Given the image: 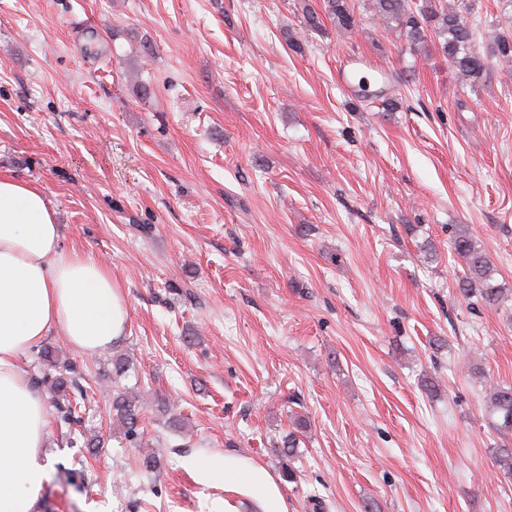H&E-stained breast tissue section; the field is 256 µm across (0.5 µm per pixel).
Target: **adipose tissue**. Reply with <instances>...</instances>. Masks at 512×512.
I'll list each match as a JSON object with an SVG mask.
<instances>
[{"instance_id":"ef3b65f1","label":"adipose tissue","mask_w":512,"mask_h":512,"mask_svg":"<svg viewBox=\"0 0 512 512\" xmlns=\"http://www.w3.org/2000/svg\"><path fill=\"white\" fill-rule=\"evenodd\" d=\"M60 240L43 190L0 174V512H38L51 461L47 409L22 354L54 332L96 354L128 327L111 269ZM184 466L223 485L208 512H290L282 479L244 453H196Z\"/></svg>"}]
</instances>
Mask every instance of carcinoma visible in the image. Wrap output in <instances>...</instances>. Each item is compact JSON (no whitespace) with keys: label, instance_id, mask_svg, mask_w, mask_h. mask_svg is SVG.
Instances as JSON below:
<instances>
[{"label":"carcinoma","instance_id":"carcinoma-1","mask_svg":"<svg viewBox=\"0 0 512 512\" xmlns=\"http://www.w3.org/2000/svg\"><path fill=\"white\" fill-rule=\"evenodd\" d=\"M373 16L389 29L404 37L408 48L417 49L429 42H437L442 56L457 70L459 76L474 85L483 78L489 62L475 49L479 27L474 22L473 5H456L448 0H369ZM305 27L319 31L326 17L339 31H348L356 25L352 0H319L314 6H302ZM454 253L463 261L465 274L460 289L468 299L494 306L504 297V289L493 283V268L489 257L478 242L464 229L456 231L452 241ZM45 370L36 378L39 385L59 395L67 387L71 363L55 347L42 351ZM139 395L131 388L117 393L112 400V414L117 425L130 440L139 437L141 407ZM491 422L505 438L495 456L500 475L512 482V386H496L488 397Z\"/></svg>","mask_w":512,"mask_h":512}]
</instances>
